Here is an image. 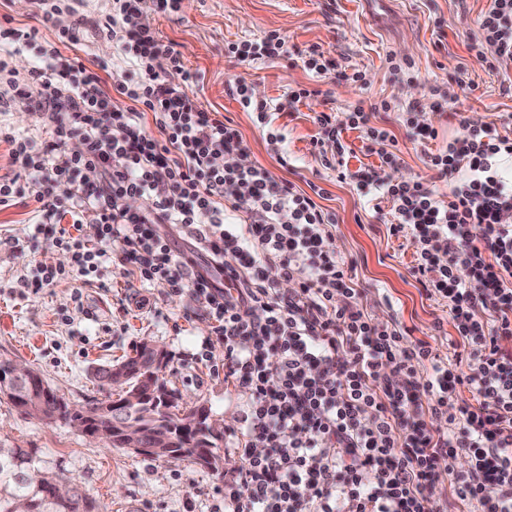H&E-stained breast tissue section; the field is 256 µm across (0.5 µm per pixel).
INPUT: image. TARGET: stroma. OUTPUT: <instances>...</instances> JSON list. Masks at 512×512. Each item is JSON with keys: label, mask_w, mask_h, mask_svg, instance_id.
<instances>
[{"label": "stroma", "mask_w": 512, "mask_h": 512, "mask_svg": "<svg viewBox=\"0 0 512 512\" xmlns=\"http://www.w3.org/2000/svg\"><path fill=\"white\" fill-rule=\"evenodd\" d=\"M488 5L489 0H181L177 15L150 11L143 17L164 44L182 53L188 67L203 74L196 90L199 102L240 131L251 161L299 187L323 188L321 204L337 221L332 243L356 259L368 311L381 321L398 319L413 338L430 342L442 354L454 333L445 302L428 298L411 277V247L388 238L380 213L364 207L352 185L324 169L314 155V116L332 112L342 121L358 102H391V111L372 114L371 122L395 137L401 158L395 178L435 181L424 153L408 142L395 108L410 104L429 117L438 132L428 145L433 152L455 134L454 113L476 124L502 125L503 115L512 113V62L489 70L470 51L481 38L480 20ZM271 31L286 37L287 58L248 68L228 57L227 43ZM313 49L335 64L324 83L331 95L276 114L274 125L285 135L288 150L283 164L227 88L243 78L255 97L267 99L314 88L301 62ZM64 52L80 56L104 85H111L106 69L113 54L110 40L89 30L79 45ZM394 59L410 62L411 73L394 72ZM460 65L468 69L470 90L449 87L446 108L435 110L432 86ZM356 69L366 74L365 88L343 78ZM31 217L24 202L0 208V362L24 364L69 406L81 407L111 394L92 381V367L116 363L133 346L152 341L168 355L163 376L180 405L205 407L211 420L222 424L218 446L226 464L214 471L178 458L113 448L66 421L25 415L1 392L0 448L36 449L42 471L75 480L106 512H127L131 505L138 512H224V489L233 484L239 466L238 418L249 395L200 362L212 339L201 304L161 288L130 286L117 267L100 283L65 278L33 287L38 264L65 267L70 259L48 235L41 237L36 255L16 248ZM437 323L443 326L438 333L433 330Z\"/></svg>", "instance_id": "obj_1"}]
</instances>
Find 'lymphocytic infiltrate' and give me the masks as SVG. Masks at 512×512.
<instances>
[{
  "instance_id": "1",
  "label": "lymphocytic infiltrate",
  "mask_w": 512,
  "mask_h": 512,
  "mask_svg": "<svg viewBox=\"0 0 512 512\" xmlns=\"http://www.w3.org/2000/svg\"><path fill=\"white\" fill-rule=\"evenodd\" d=\"M32 4L35 25H0V112L31 108L44 136H0L14 166L0 178V207L32 202L28 249L50 224L55 247L70 257L65 270L41 265L37 285L66 274L97 279L116 262L140 287L196 295L224 351L225 379L249 394L236 481L224 493L229 512H433L444 460L458 503L512 512V138L463 118L447 146L430 152L437 130L403 109L410 141L448 184L442 194L393 177L395 141L363 106L344 127L327 112L314 118L322 166L364 202H390L387 236L412 247L411 276L447 303L456 338L443 356L399 321L368 314L355 260L331 243L336 215L319 205L322 188L302 189L249 161L238 130L201 108V73L142 21L150 10L178 13L180 0H112L101 21L71 0ZM63 11L69 26L58 46H45L42 27ZM88 28L112 42L111 90L60 51ZM481 29L476 60L492 70L512 62V0H490ZM23 51L35 64L21 78L11 59ZM227 53L251 67L288 47L272 31L228 44ZM230 93L281 156L273 115L321 91L259 99L240 79ZM348 127L362 131L379 168L349 170ZM74 141L79 151H70ZM89 170L97 183L86 181ZM131 198L139 208L127 207ZM86 224L94 238L82 236ZM176 234L207 258L206 269L174 248Z\"/></svg>"
}]
</instances>
